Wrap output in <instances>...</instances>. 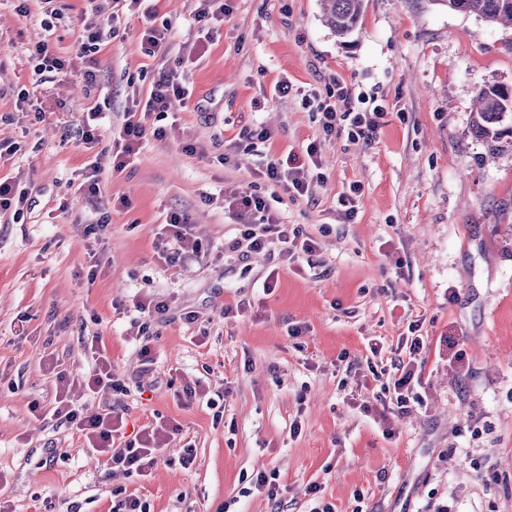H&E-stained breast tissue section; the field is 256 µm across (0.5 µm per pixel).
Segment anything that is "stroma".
Here are the masks:
<instances>
[{
    "label": "stroma",
    "mask_w": 512,
    "mask_h": 512,
    "mask_svg": "<svg viewBox=\"0 0 512 512\" xmlns=\"http://www.w3.org/2000/svg\"><path fill=\"white\" fill-rule=\"evenodd\" d=\"M100 3L122 23L105 36L99 86L88 91L77 71L65 83L35 79L28 57L44 39L74 56L88 0H57L63 18L49 32L41 0H0V142L19 147L0 178L31 188L21 216L0 211V476L15 512H67L73 502L122 512L131 494L147 512H512V150L490 156L471 131L476 89L512 85V29L438 0H364L345 46L318 0H224L218 35L191 55L194 0H149L171 25L167 54L149 56L140 13ZM179 58L191 101L174 103L165 137L113 171L112 132L133 95L147 97ZM284 78L293 89L276 95ZM340 80L386 107L368 141L325 138L315 103L302 100ZM22 89L41 113L18 104ZM94 108L104 119L88 146L78 129ZM260 125L270 141L240 138ZM188 141L201 154L185 153ZM313 141L324 182L311 197L267 203L317 251L289 263L229 249L237 230L225 188H252L268 158ZM94 156L100 190L89 198L77 186ZM353 184L356 215L346 222L338 197ZM175 210L209 249L169 265L156 244ZM91 251L100 259L92 282ZM139 300L169 307L148 367L131 309ZM117 302L128 312L115 313ZM237 304L242 313L223 315ZM189 311L195 322H185ZM413 325L427 348L418 399L402 411L382 386L397 377ZM292 326L303 335L289 337ZM91 336L130 388L128 428L180 427L148 477L111 471L80 433L31 411L36 401L52 407L56 368L92 370ZM197 382L225 392L223 414L178 397ZM264 472L277 474L281 504L256 486Z\"/></svg>",
    "instance_id": "stroma-1"
}]
</instances>
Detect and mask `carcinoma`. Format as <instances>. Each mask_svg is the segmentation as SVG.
I'll return each instance as SVG.
<instances>
[{
  "instance_id": "cac0c4a2",
  "label": "carcinoma",
  "mask_w": 512,
  "mask_h": 512,
  "mask_svg": "<svg viewBox=\"0 0 512 512\" xmlns=\"http://www.w3.org/2000/svg\"><path fill=\"white\" fill-rule=\"evenodd\" d=\"M448 9L473 14L490 24L512 27V0H440ZM324 25L340 41L357 29L364 0H319ZM472 133L486 143L496 156L505 146L512 147V86L483 84L475 94Z\"/></svg>"
}]
</instances>
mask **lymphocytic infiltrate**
Listing matches in <instances>:
<instances>
[{"instance_id": "obj_1", "label": "lymphocytic infiltrate", "mask_w": 512, "mask_h": 512, "mask_svg": "<svg viewBox=\"0 0 512 512\" xmlns=\"http://www.w3.org/2000/svg\"><path fill=\"white\" fill-rule=\"evenodd\" d=\"M100 8L82 16L83 35L75 59L59 56L48 42H37L30 51L34 70L67 77L73 69H80L86 87L97 81V55L101 50L103 33L97 23ZM193 87L178 67L161 70L146 99H133L124 120L112 134V168L123 171L138 155L146 138H163L166 130L160 122L168 116L172 101L187 102ZM322 129L325 135L356 143L370 139L377 128V118L383 113L382 105L359 106L354 92L345 82H338L336 89L319 100ZM320 154L316 144H308L304 154H288L286 158L270 160L261 171V178L271 187L280 189L289 199L308 196L313 182L323 181L320 171ZM228 212L239 226L241 240L247 241L250 251L259 253L278 248L280 256L295 258L316 251L318 244L300 227L281 223L274 215L264 196L256 192H229L226 198ZM187 214L171 212L166 216L170 235L160 252L168 263H175L197 256L203 245L189 231ZM88 347L95 361L94 369L80 380L85 390L93 396H121L128 394L124 379L112 366L99 337H92ZM52 419L58 424L74 427L85 439L89 448L106 456L112 467L128 474L144 475L163 459V450L170 439L171 430L158 423L144 428L133 439H124L123 415L115 406H97L78 403L58 397L52 409Z\"/></svg>"}]
</instances>
